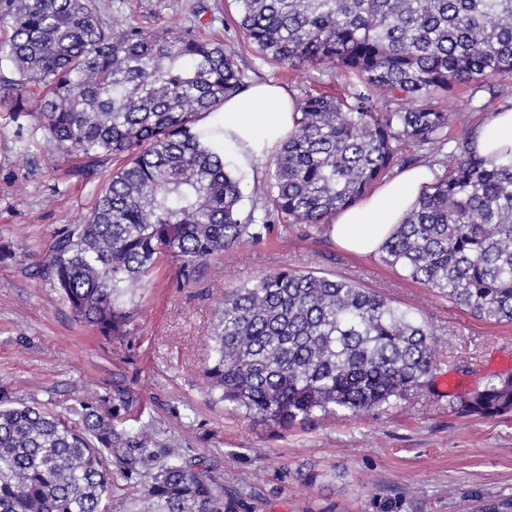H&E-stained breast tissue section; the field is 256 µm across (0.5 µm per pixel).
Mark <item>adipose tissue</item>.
I'll list each match as a JSON object with an SVG mask.
<instances>
[{
  "label": "adipose tissue",
  "mask_w": 512,
  "mask_h": 512,
  "mask_svg": "<svg viewBox=\"0 0 512 512\" xmlns=\"http://www.w3.org/2000/svg\"><path fill=\"white\" fill-rule=\"evenodd\" d=\"M224 143L235 149L241 166L273 154L294 131L300 113L282 86H252L225 100L220 109ZM480 154L504 156L512 150V110L496 113L477 128ZM428 173L415 168L380 183L357 204L337 212L331 234L341 247L357 254L377 253L382 243L416 203Z\"/></svg>",
  "instance_id": "ef3b65f1"
}]
</instances>
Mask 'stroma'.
I'll use <instances>...</instances> for the list:
<instances>
[{
  "mask_svg": "<svg viewBox=\"0 0 512 512\" xmlns=\"http://www.w3.org/2000/svg\"><path fill=\"white\" fill-rule=\"evenodd\" d=\"M207 5L197 14L198 5ZM101 17L150 28L198 21L232 52L247 82L273 81L295 98L346 95L339 71L291 69L265 61L240 28L234 0H98ZM512 106V77L455 87L448 108L476 126ZM33 120L0 111V391L61 411L113 383L129 386L155 424L159 446L214 465L225 488L242 491L247 512H481L512 502V417L461 415L451 396L512 373V323L474 317L384 264L339 247L330 232L276 229L209 261L195 285L180 286L166 264L134 290L141 310L128 344L78 323L55 288L38 277L55 235L80 224L98 180L73 176L77 161L49 157ZM286 268L346 278L418 312L436 337L429 383L390 407L322 416L287 430L225 410L206 392L202 371L224 290ZM318 473L307 482V473Z\"/></svg>",
  "mask_w": 512,
  "mask_h": 512,
  "instance_id": "obj_1",
  "label": "stroma"
}]
</instances>
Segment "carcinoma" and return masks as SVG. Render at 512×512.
Instances as JSON below:
<instances>
[{
    "label": "carcinoma",
    "mask_w": 512,
    "mask_h": 512,
    "mask_svg": "<svg viewBox=\"0 0 512 512\" xmlns=\"http://www.w3.org/2000/svg\"><path fill=\"white\" fill-rule=\"evenodd\" d=\"M234 2L264 59L360 80L348 100H301L296 131L254 188L268 203L261 218L242 212L218 119L244 75L204 24L117 27L96 0H0V105L15 122L35 118L52 150L82 159L80 177L122 161L37 271L75 319L122 343L137 316L131 288L160 260L195 284L208 260L242 241L279 222L321 232L394 169L428 158L434 180L381 261L477 318L511 323L512 165L479 156L475 128L455 130L446 102L459 83L512 73V0ZM211 342L208 393L272 429L388 406L436 366L417 313L350 280L288 269L224 289ZM459 405L468 416L511 414L512 376ZM139 406L120 384L66 412L0 392V512H109L126 485L140 488L130 512L246 509L212 465L146 447L152 422L124 427Z\"/></svg>",
    "instance_id": "obj_1"
}]
</instances>
